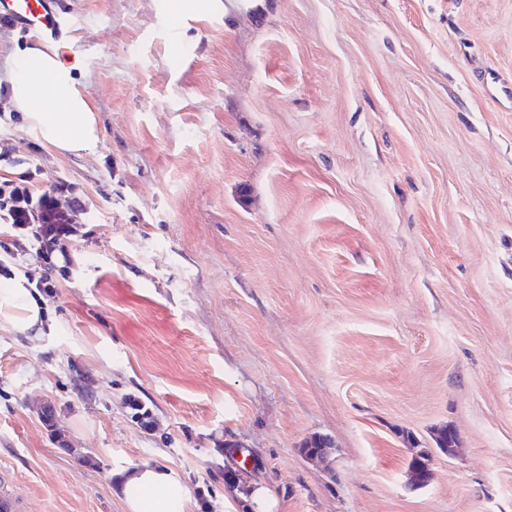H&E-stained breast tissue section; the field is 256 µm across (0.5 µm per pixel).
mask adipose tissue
I'll list each match as a JSON object with an SVG mask.
<instances>
[{
    "instance_id": "obj_1",
    "label": "adipose tissue",
    "mask_w": 512,
    "mask_h": 512,
    "mask_svg": "<svg viewBox=\"0 0 512 512\" xmlns=\"http://www.w3.org/2000/svg\"><path fill=\"white\" fill-rule=\"evenodd\" d=\"M7 84L11 105L45 144L78 154L98 142L96 117L75 67L52 48L26 49ZM0 319L23 332H42L40 306L19 282L0 289ZM115 484L127 512H189V490L173 468L146 464L120 473Z\"/></svg>"
}]
</instances>
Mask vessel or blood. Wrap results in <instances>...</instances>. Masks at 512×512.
<instances>
[{"label": "vessel or blood", "mask_w": 512, "mask_h": 512, "mask_svg": "<svg viewBox=\"0 0 512 512\" xmlns=\"http://www.w3.org/2000/svg\"><path fill=\"white\" fill-rule=\"evenodd\" d=\"M0 18L9 19L20 30L44 41L57 43L63 38L66 22L58 0H0ZM0 512H28L27 497L0 471Z\"/></svg>", "instance_id": "1"}]
</instances>
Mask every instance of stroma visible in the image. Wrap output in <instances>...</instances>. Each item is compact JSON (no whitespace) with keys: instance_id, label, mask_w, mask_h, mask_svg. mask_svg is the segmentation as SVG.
I'll use <instances>...</instances> for the list:
<instances>
[{"instance_id":"1","label":"stroma","mask_w":512,"mask_h":512,"mask_svg":"<svg viewBox=\"0 0 512 512\" xmlns=\"http://www.w3.org/2000/svg\"><path fill=\"white\" fill-rule=\"evenodd\" d=\"M60 2L98 144L0 95V181L71 183L79 228L50 330L0 326L30 512H125L144 464L190 512H246L228 471L279 512H512V0ZM229 496H237L248 503V509L253 512H276L278 509V500L272 491L261 482H253L248 489V496H244L235 487L229 489L228 495H224V502Z\"/></svg>"}]
</instances>
